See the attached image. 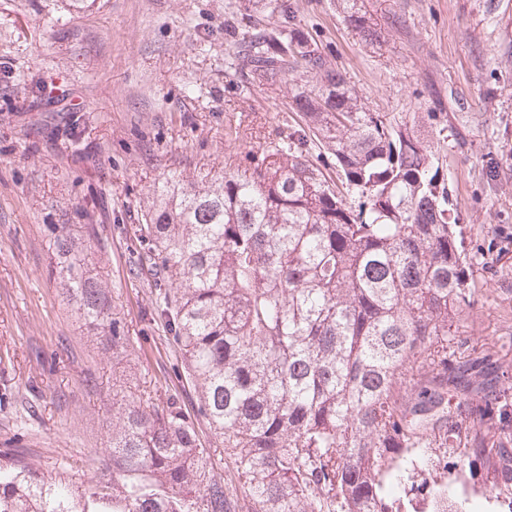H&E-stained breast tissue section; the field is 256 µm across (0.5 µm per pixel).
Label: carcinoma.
<instances>
[{
	"instance_id": "obj_1",
	"label": "carcinoma",
	"mask_w": 512,
	"mask_h": 512,
	"mask_svg": "<svg viewBox=\"0 0 512 512\" xmlns=\"http://www.w3.org/2000/svg\"><path fill=\"white\" fill-rule=\"evenodd\" d=\"M253 5L279 24L243 34L235 61L251 86L289 85L297 125L222 175L166 177L136 225L153 311L243 496L207 467L178 398H137L112 423L111 468L85 484L0 452V512H465L468 498H448L441 481L420 507L405 495L421 490L422 449L448 447L454 407L498 422L496 440L477 429L462 456L512 490V388L476 359L448 360L475 289L424 113L369 111L290 0ZM339 9L366 47L387 43L364 0ZM298 76L315 85L299 88ZM84 217L47 225L51 274L122 347Z\"/></svg>"
}]
</instances>
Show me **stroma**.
Segmentation results:
<instances>
[{
    "label": "stroma",
    "mask_w": 512,
    "mask_h": 512,
    "mask_svg": "<svg viewBox=\"0 0 512 512\" xmlns=\"http://www.w3.org/2000/svg\"><path fill=\"white\" fill-rule=\"evenodd\" d=\"M293 3L370 111L428 113L469 278L485 291L451 349L512 385V0H367L390 31L379 51L336 0ZM275 23L246 0H0V444L19 440L35 466L66 465L78 483L108 468L113 385L195 412L147 277L131 272L133 217L164 172L220 173L253 148L226 141V125L282 128L286 86L242 92L231 63L237 33ZM76 114L74 144L57 130ZM90 201V261L123 349L94 335L48 274L46 225L83 223Z\"/></svg>",
    "instance_id": "obj_1"
}]
</instances>
